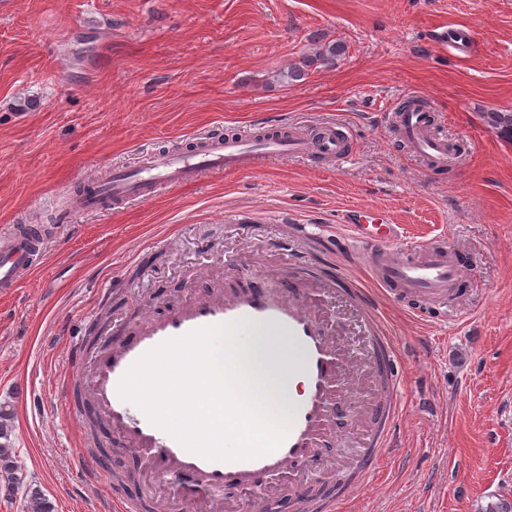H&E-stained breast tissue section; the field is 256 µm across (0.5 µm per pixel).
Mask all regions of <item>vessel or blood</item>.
Masks as SVG:
<instances>
[{
  "mask_svg": "<svg viewBox=\"0 0 512 512\" xmlns=\"http://www.w3.org/2000/svg\"><path fill=\"white\" fill-rule=\"evenodd\" d=\"M386 123L398 130L406 149L435 169L454 167L456 156L447 131L433 114L413 109L391 111ZM347 136L335 121L315 123L308 136H290L287 128L260 122L233 133L196 134L191 142L167 152L143 151L132 169L114 168L94 173L83 182L85 191L71 201L75 212L99 211L112 204L144 203L165 189L195 181L205 173L232 174L248 170L260 161H282L305 156L343 161L351 153ZM363 210H353L336 238L350 256L356 257L371 276L372 288H353L355 304L369 314L363 336L368 366L382 386L397 390L400 384V348L389 336L379 312L380 298H403L417 306H431L447 313L463 277V267L443 242L399 251L404 236L399 224L363 223ZM48 237L36 224H13L0 233V293L19 288L39 266ZM243 321L239 335L246 365L255 380L266 357L255 341L257 335L278 333L288 337L296 353L282 360L281 388H269L276 408L291 414L286 438L274 452L250 460L209 461L186 450L166 431L150 423L136 405L121 399L118 385L128 369L159 344L192 330ZM348 367L322 323L296 295L293 287L273 291L255 284L227 296L204 294L169 314L146 319L129 340L97 360L92 394L116 433L144 457L167 464L160 480L183 495L182 477L195 476L198 488L217 497L225 487L262 491L284 473L295 472L313 460L327 430L332 405L344 385ZM296 385V396L284 397L281 389ZM370 429L363 439L354 470L370 472L386 454L398 421L396 402L380 400L368 410Z\"/></svg>",
  "mask_w": 512,
  "mask_h": 512,
  "instance_id": "vessel-or-blood-1",
  "label": "vessel or blood"
}]
</instances>
